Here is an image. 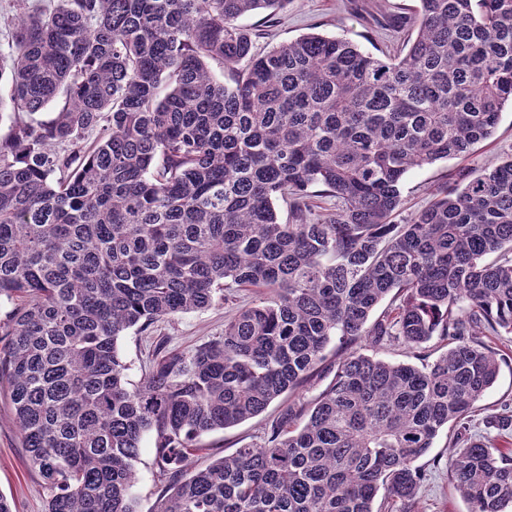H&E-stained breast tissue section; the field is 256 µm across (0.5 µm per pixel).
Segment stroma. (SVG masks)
<instances>
[{
  "label": "stroma",
  "instance_id": "1",
  "mask_svg": "<svg viewBox=\"0 0 512 512\" xmlns=\"http://www.w3.org/2000/svg\"><path fill=\"white\" fill-rule=\"evenodd\" d=\"M418 0H292L274 19L256 13L241 18L242 26L255 35L256 51L262 52L302 35L319 33L348 39L363 51L376 56L398 52L413 30L412 22ZM512 154V110L504 109L494 136L476 145L465 158H452L411 171L402 188L403 205L394 221L407 223L428 206L432 190L443 184L448 175L459 169L490 167ZM229 303L207 309L181 313L157 323L148 334L129 331L119 341V349L128 370L127 380L138 385L145 373L153 346L152 338L165 339L168 348L190 350L224 331V320L236 305L251 303L259 295L255 288H238ZM486 344L501 352L497 380L476 404L471 418L472 433L486 434L487 416L501 413L504 404L512 403V338L489 336ZM332 378L331 373L291 393L289 399L274 401L259 416L234 427L218 430L200 438L192 456L196 467L232 454L246 444H259L270 423L287 400L307 401L317 395ZM448 457L447 436L438 437L429 453L419 460L423 476L414 512H469L468 504L448 480L445 461ZM135 493L139 512H155L162 484L152 449H145L136 465ZM0 494L8 498L13 512H45L49 492L36 470L30 467L20 435L12 418L10 400L0 389Z\"/></svg>",
  "mask_w": 512,
  "mask_h": 512
}]
</instances>
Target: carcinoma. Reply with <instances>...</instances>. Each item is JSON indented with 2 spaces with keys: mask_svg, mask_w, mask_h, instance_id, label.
Returning <instances> with one entry per match:
<instances>
[{
  "mask_svg": "<svg viewBox=\"0 0 512 512\" xmlns=\"http://www.w3.org/2000/svg\"><path fill=\"white\" fill-rule=\"evenodd\" d=\"M289 2L14 0L0 386L46 512H137L148 432L157 512H407L449 427L470 512H512V449L469 427L499 372L482 337L512 335V155L393 223L408 173L468 153L512 107V0H419L416 35L384 58L322 34L254 52L239 20ZM316 192L336 209L316 215ZM239 287L272 295L189 351L159 345L128 387L127 330ZM435 337L447 350L420 368L357 349ZM322 365L333 380L263 444L190 467L202 435ZM487 425L501 435L512 415Z\"/></svg>",
  "mask_w": 512,
  "mask_h": 512,
  "instance_id": "carcinoma-1",
  "label": "carcinoma"
}]
</instances>
